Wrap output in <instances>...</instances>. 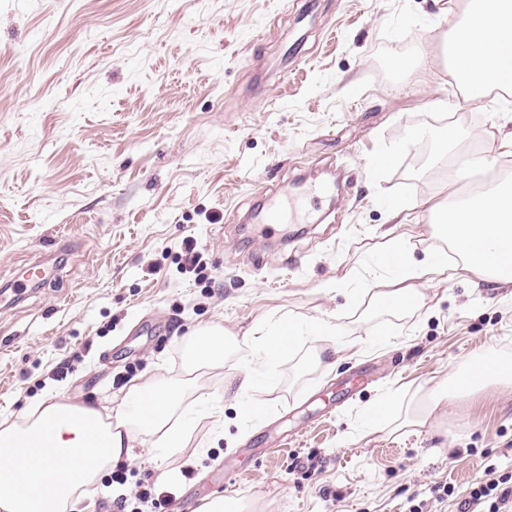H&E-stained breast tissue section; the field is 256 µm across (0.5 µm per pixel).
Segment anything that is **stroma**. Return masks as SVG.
<instances>
[{
	"instance_id": "obj_1",
	"label": "stroma",
	"mask_w": 512,
	"mask_h": 512,
	"mask_svg": "<svg viewBox=\"0 0 512 512\" xmlns=\"http://www.w3.org/2000/svg\"><path fill=\"white\" fill-rule=\"evenodd\" d=\"M465 0H0V418L49 393L119 403L134 383L184 384L224 426L195 422V465L149 455L119 465L118 492L81 512H115L140 484L160 508L206 495L262 497L266 512H462L490 477L512 476V388L450 402L446 432L364 433L359 413L389 391L447 379L473 352L512 353V294L455 278L405 312L350 298L376 271L381 234L430 221L445 188L512 179L497 157L501 89L470 99L453 78L397 77L384 62L441 50ZM452 133L440 157L432 137ZM495 158L466 181L465 156ZM340 192L306 197L279 241L241 218L268 192L331 174ZM405 200L409 218L389 207ZM193 237L201 269L184 268ZM51 274L19 297L30 264ZM287 313L333 315L335 339L388 333L386 349L317 362L303 340L254 394L262 419L225 397L230 368L187 374L186 342L222 317L244 332ZM233 458L234 474L211 482ZM180 470L177 487L164 476Z\"/></svg>"
}]
</instances>
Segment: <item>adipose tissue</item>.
<instances>
[{
    "label": "adipose tissue",
    "instance_id": "adipose-tissue-1",
    "mask_svg": "<svg viewBox=\"0 0 512 512\" xmlns=\"http://www.w3.org/2000/svg\"><path fill=\"white\" fill-rule=\"evenodd\" d=\"M468 14H481L489 27L459 24L452 33L445 63L449 73L471 94L512 86V0H467ZM434 224L420 227L445 243L420 264L409 262V240L387 241L394 264L385 266L387 288L367 282L353 299L373 306L405 310L419 306L423 285L443 279L448 255L460 256L464 272L489 285L512 284V183L468 197L460 206L430 204ZM336 326L326 318L297 321L268 318L244 334L222 320L198 327L189 337L186 359L190 370L223 367L228 352L240 351L235 398L252 406L250 395L274 370L282 355L302 339L319 342L318 358L343 351L333 336ZM494 382L512 386V356L487 349L453 370L446 383L420 387L410 398L390 392L369 406L368 424L385 423L394 433H411L437 420L449 400L461 398ZM181 386L165 382L128 387L118 408L52 398L38 401L21 421L0 422V512H72L103 474L131 461L136 448L159 458L196 461L200 449L191 445L190 410L182 408Z\"/></svg>",
    "mask_w": 512,
    "mask_h": 512
}]
</instances>
